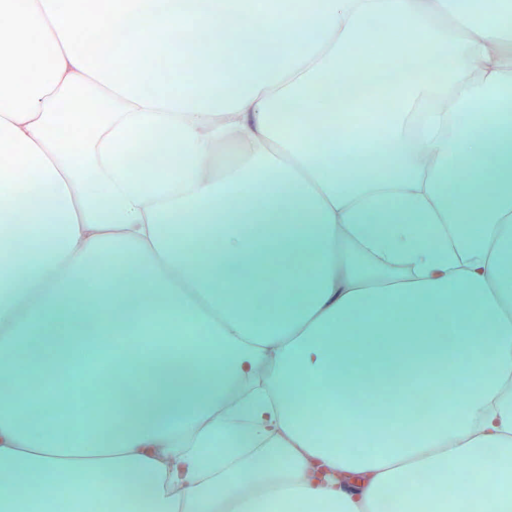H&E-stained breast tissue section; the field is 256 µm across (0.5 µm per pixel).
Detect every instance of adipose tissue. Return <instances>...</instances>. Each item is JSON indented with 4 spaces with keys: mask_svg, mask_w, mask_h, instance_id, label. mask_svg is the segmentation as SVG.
I'll use <instances>...</instances> for the list:
<instances>
[{
    "mask_svg": "<svg viewBox=\"0 0 512 512\" xmlns=\"http://www.w3.org/2000/svg\"><path fill=\"white\" fill-rule=\"evenodd\" d=\"M140 3L0 0V512H512V0ZM373 19L412 63L339 134Z\"/></svg>",
    "mask_w": 512,
    "mask_h": 512,
    "instance_id": "1",
    "label": "adipose tissue"
}]
</instances>
